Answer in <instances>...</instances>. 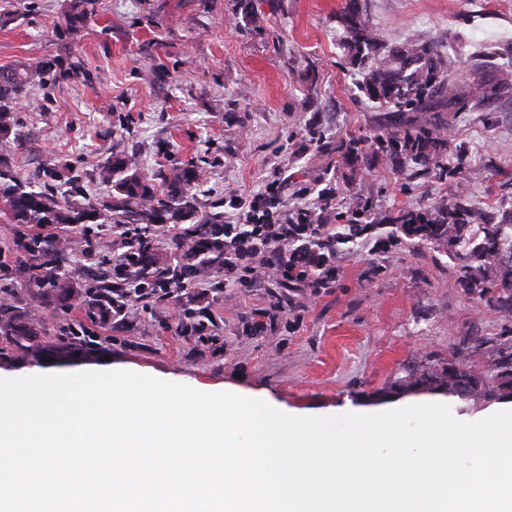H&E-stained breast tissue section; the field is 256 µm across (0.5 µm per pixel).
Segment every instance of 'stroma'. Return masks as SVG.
<instances>
[{"mask_svg": "<svg viewBox=\"0 0 512 512\" xmlns=\"http://www.w3.org/2000/svg\"><path fill=\"white\" fill-rule=\"evenodd\" d=\"M362 2L387 45L437 44L462 82L472 53L512 43V0H483L477 14L463 0ZM13 3L0 21V68L53 59L88 73L61 74L55 86L19 96L21 145L11 158L19 175L64 163L97 200L106 189L95 170L112 153H136L151 171L192 159L206 177L198 214L228 221L231 197L277 179L279 209L313 205L332 184L344 212L360 195L382 215L455 198L512 207V95L451 121L449 141L468 151L456 176L411 177L381 165L337 179L336 157L320 141L370 137L382 118L338 46L345 0H97L76 41L53 28L68 0ZM245 3L263 17L260 27L245 19ZM15 235V225L0 223V300L26 307ZM337 264L333 287L287 291V314L262 332L255 312L269 307L268 289L187 288L175 299L129 303L126 320L94 327L98 349L88 356L39 363L0 336V376L129 370L260 399L293 416H335L407 404L415 396L401 388L408 368L441 367L463 337L496 336L512 324L457 286L446 255L432 250L385 253L371 235ZM373 264L381 271L369 281Z\"/></svg>", "mask_w": 512, "mask_h": 512, "instance_id": "stroma-1", "label": "stroma"}]
</instances>
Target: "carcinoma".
I'll return each mask as SVG.
<instances>
[{"instance_id":"1","label":"carcinoma","mask_w":512,"mask_h":512,"mask_svg":"<svg viewBox=\"0 0 512 512\" xmlns=\"http://www.w3.org/2000/svg\"><path fill=\"white\" fill-rule=\"evenodd\" d=\"M94 14L95 0H71L58 27L77 40ZM338 24L344 34L342 49L362 76L358 89L384 111V122L370 139L338 137L323 148L336 150L350 166L360 160L367 168L387 164L412 176L436 169L456 175L467 152L458 151L452 167L443 163L449 142L441 112L496 97L512 83V64L474 63L472 81L464 89L438 46L422 41L387 46L357 0H347ZM54 68L46 61L0 70V218L19 227L14 247L22 260L16 277L35 305L62 311L78 302L86 316L84 322L68 324L57 343L48 346L43 342L47 324L32 309L0 303V335L15 351L38 362L92 354L85 340L91 335L88 324L110 323L123 316L130 283L142 284L146 294L159 285L186 288L190 279L208 276L224 256L216 228L224 223V216L215 213L201 220L197 245L178 238L172 256L159 257L154 231L196 219V190L204 171L192 161L149 173L136 154H114L98 168V181L106 186L107 196L96 202L57 165L29 177L12 169L9 156L15 140L10 135L18 125L15 101L29 87L51 84L57 76ZM346 219L347 223L336 225V257L353 252L361 238L375 233L386 253L429 245L447 254L451 274L466 293L512 315V211L500 212L484 202L450 200L396 217H378L367 198L359 196ZM109 220L136 228L138 235L124 254L109 260V267L83 286L72 275L70 263L79 253L90 255L93 241L85 235H63L61 230L86 232L89 225ZM457 354L440 370L425 365L409 370L400 388L444 389L461 400L512 399V330L505 328L497 336H466ZM486 356L490 361L484 368L480 362Z\"/></svg>"}]
</instances>
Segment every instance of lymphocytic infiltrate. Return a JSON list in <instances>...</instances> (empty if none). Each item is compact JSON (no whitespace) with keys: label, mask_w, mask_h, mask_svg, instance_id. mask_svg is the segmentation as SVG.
Segmentation results:
<instances>
[{"label":"lymphocytic infiltrate","mask_w":512,"mask_h":512,"mask_svg":"<svg viewBox=\"0 0 512 512\" xmlns=\"http://www.w3.org/2000/svg\"><path fill=\"white\" fill-rule=\"evenodd\" d=\"M278 189V182L273 181L263 193L232 197L229 205L237 220L224 226L223 287L261 284L273 291L270 307L257 312L256 326L260 329L266 320L284 312L281 289L328 288L336 281V270L326 267L323 254L300 250L305 240L335 244L334 225L309 223L305 208L270 211L266 198Z\"/></svg>","instance_id":"obj_1"}]
</instances>
